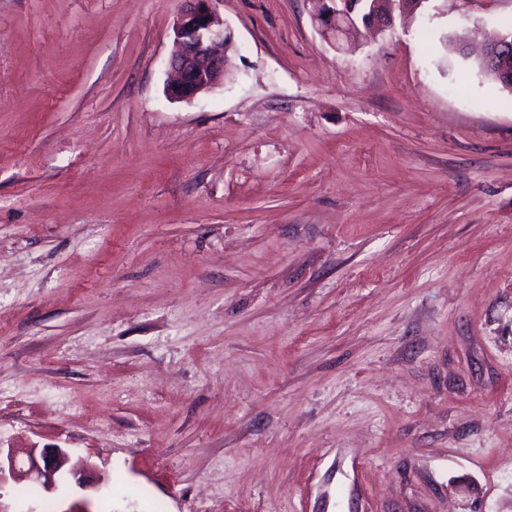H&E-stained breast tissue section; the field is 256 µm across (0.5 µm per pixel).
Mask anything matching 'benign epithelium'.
Masks as SVG:
<instances>
[{"label":"benign epithelium","mask_w":512,"mask_h":512,"mask_svg":"<svg viewBox=\"0 0 512 512\" xmlns=\"http://www.w3.org/2000/svg\"><path fill=\"white\" fill-rule=\"evenodd\" d=\"M186 7L174 24L177 46L170 61L176 77L168 94L176 100H191L210 89L224 76V54L233 44L230 28L215 14L219 0H185ZM311 0V19L326 37L336 41L355 33L358 24L382 29L392 24L394 13L414 14L426 0ZM512 49V39L488 37L482 48L481 67L490 70L500 53ZM92 465L71 463L70 454L60 447L23 448L0 453V484L11 478L15 482H32L47 492L57 488L63 478L72 479L81 488Z\"/></svg>","instance_id":"1"}]
</instances>
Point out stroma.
Returning a JSON list of instances; mask_svg holds the SVG:
<instances>
[{
  "mask_svg": "<svg viewBox=\"0 0 512 512\" xmlns=\"http://www.w3.org/2000/svg\"><path fill=\"white\" fill-rule=\"evenodd\" d=\"M0 0V448L53 512H512V90L427 0L341 42L219 0ZM186 7L174 24L177 46L170 61L176 77L168 87L172 99L191 100L224 76V54L233 35L215 14L219 0H184ZM19 453L26 460L19 458ZM92 465L84 462L80 465L71 463L70 454L60 447L21 448V451L9 449L4 456L0 448V486L6 481V473L15 482H32L46 492L57 488L63 478H71L80 488L86 487V477Z\"/></svg>",
  "mask_w": 512,
  "mask_h": 512,
  "instance_id": "stroma-1",
  "label": "stroma"
}]
</instances>
